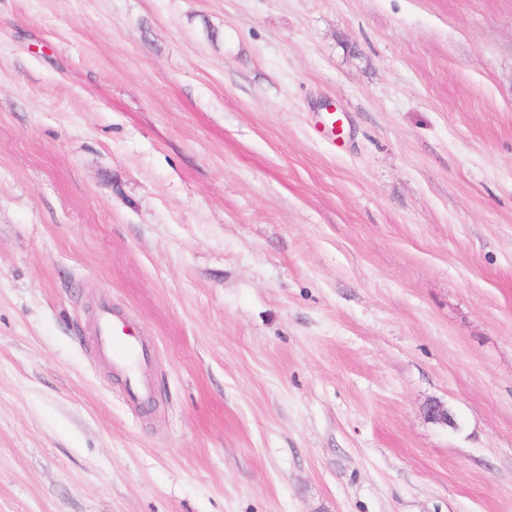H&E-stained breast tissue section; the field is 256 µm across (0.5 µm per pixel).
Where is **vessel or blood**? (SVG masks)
I'll return each instance as SVG.
<instances>
[{
  "label": "vessel or blood",
  "instance_id": "1",
  "mask_svg": "<svg viewBox=\"0 0 512 512\" xmlns=\"http://www.w3.org/2000/svg\"><path fill=\"white\" fill-rule=\"evenodd\" d=\"M98 345L101 353L125 377L129 393L138 404L151 400V390L144 380L150 349L132 332L127 321L116 317L109 308H101L97 324Z\"/></svg>",
  "mask_w": 512,
  "mask_h": 512
}]
</instances>
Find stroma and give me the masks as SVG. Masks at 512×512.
<instances>
[{"mask_svg": "<svg viewBox=\"0 0 512 512\" xmlns=\"http://www.w3.org/2000/svg\"><path fill=\"white\" fill-rule=\"evenodd\" d=\"M0 512H512V0H0ZM97 336L99 350L123 374L133 400L139 405L149 403L152 396L144 373L150 348L131 331L127 321L116 317L107 306L99 312Z\"/></svg>", "mask_w": 512, "mask_h": 512, "instance_id": "35a3bbf8", "label": "stroma"}]
</instances>
